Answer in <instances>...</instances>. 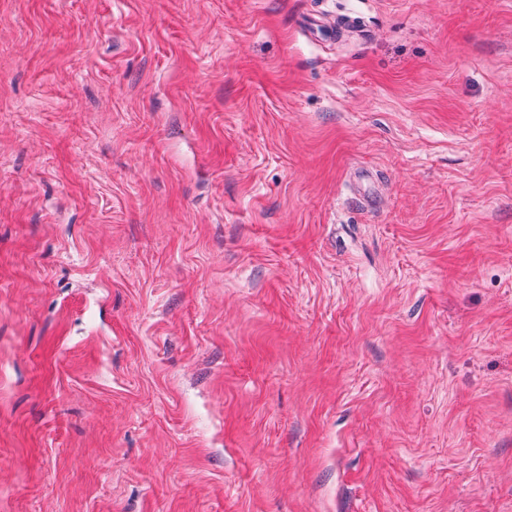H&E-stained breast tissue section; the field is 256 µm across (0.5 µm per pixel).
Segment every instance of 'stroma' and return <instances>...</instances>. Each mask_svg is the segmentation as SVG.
Returning <instances> with one entry per match:
<instances>
[{
	"label": "stroma",
	"mask_w": 512,
	"mask_h": 512,
	"mask_svg": "<svg viewBox=\"0 0 512 512\" xmlns=\"http://www.w3.org/2000/svg\"><path fill=\"white\" fill-rule=\"evenodd\" d=\"M0 512H512V0H0Z\"/></svg>",
	"instance_id": "35a3bbf8"
}]
</instances>
